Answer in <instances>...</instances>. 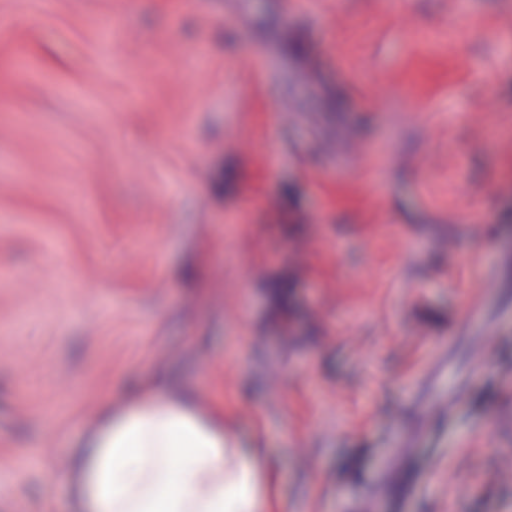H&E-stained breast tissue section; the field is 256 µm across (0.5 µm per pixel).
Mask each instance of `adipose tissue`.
I'll return each mask as SVG.
<instances>
[{
    "instance_id": "adipose-tissue-1",
    "label": "adipose tissue",
    "mask_w": 512,
    "mask_h": 512,
    "mask_svg": "<svg viewBox=\"0 0 512 512\" xmlns=\"http://www.w3.org/2000/svg\"><path fill=\"white\" fill-rule=\"evenodd\" d=\"M75 468L81 512H266L261 457L185 397L104 410Z\"/></svg>"
}]
</instances>
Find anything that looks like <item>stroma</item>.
I'll use <instances>...</instances> for the list:
<instances>
[{
  "label": "stroma",
  "instance_id": "obj_1",
  "mask_svg": "<svg viewBox=\"0 0 512 512\" xmlns=\"http://www.w3.org/2000/svg\"><path fill=\"white\" fill-rule=\"evenodd\" d=\"M1 18V499L164 380L269 512H512V0Z\"/></svg>",
  "mask_w": 512,
  "mask_h": 512
}]
</instances>
